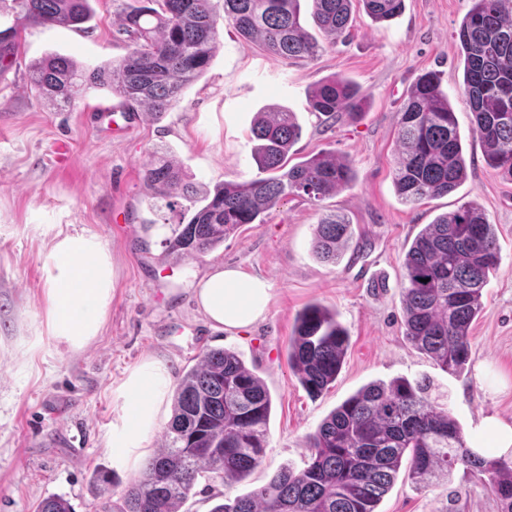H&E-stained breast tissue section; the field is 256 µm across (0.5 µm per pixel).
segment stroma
I'll return each instance as SVG.
<instances>
[{
  "label": "stroma",
  "mask_w": 512,
  "mask_h": 512,
  "mask_svg": "<svg viewBox=\"0 0 512 512\" xmlns=\"http://www.w3.org/2000/svg\"><path fill=\"white\" fill-rule=\"evenodd\" d=\"M132 0H91L85 30L30 25L17 56L0 73V512H34L43 497L69 499L75 512H101L93 482L113 470V497L139 478L141 465L115 457L112 426L128 373L161 364L169 387L205 349L236 351L272 398L262 464L240 481H214L190 498L185 512H210V496L232 499L264 485L282 466L303 467L306 437L358 389L373 381L430 376L469 446L492 447L486 417L512 422V181L490 170L459 98L463 54L456 37L471 0H404L395 19L377 23L352 8L349 36L324 39L314 60L288 62L259 42L223 27L206 72L163 114L144 112L115 139L97 123L101 108L125 109L109 90H91L58 109L31 90L27 68L57 54L93 68L125 56L119 16ZM439 72L452 103L468 165L456 191L402 203L392 167L398 114L409 88ZM345 77L367 95L362 115L329 120L309 110L317 81ZM283 106L302 126L293 161L327 151L356 172L350 188L315 207L291 197L263 223L245 224L202 255H167L163 241L190 214L182 187L199 192L257 173L251 127L258 112ZM169 160L182 186L167 204L149 208L144 170L151 155ZM476 201L494 224L500 264L483 290L471 328V356L460 375L443 372L405 338L402 326L404 252L422 225ZM344 215L354 236L338 263L312 250L321 210ZM89 233L112 255V303L98 336L74 351L50 332L45 269L58 235ZM271 283L265 318L241 331L216 327L199 309L196 291L216 265ZM320 304L336 314L349 348L335 382L310 396L288 367L297 315ZM378 512H499L486 477L454 470L424 488L399 472Z\"/></svg>",
  "instance_id": "35a3bbf8"
}]
</instances>
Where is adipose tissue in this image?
<instances>
[{
    "instance_id": "obj_1",
    "label": "adipose tissue",
    "mask_w": 512,
    "mask_h": 512,
    "mask_svg": "<svg viewBox=\"0 0 512 512\" xmlns=\"http://www.w3.org/2000/svg\"><path fill=\"white\" fill-rule=\"evenodd\" d=\"M112 256L95 235L66 234L53 245L46 266L47 302L53 336L80 350L98 336L112 301ZM271 287L263 279L232 268H214L201 281L197 302L214 325L228 331L263 319ZM167 376L158 362L135 368L126 378L119 425L112 430L113 455L137 461L141 440L156 427Z\"/></svg>"
}]
</instances>
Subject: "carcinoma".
<instances>
[{
    "mask_svg": "<svg viewBox=\"0 0 512 512\" xmlns=\"http://www.w3.org/2000/svg\"><path fill=\"white\" fill-rule=\"evenodd\" d=\"M15 25L0 30V64L16 49L18 28L52 24L83 29L89 0H14ZM136 0L122 14L127 54L116 62L82 68L51 55L28 67L30 88L57 106H69L91 87H109L130 109L166 112L184 87L209 67L228 23L287 61L314 60L324 46L301 20V0ZM310 17L325 35L349 29L353 0H306ZM375 21H390L404 0H360ZM464 55L461 96L473 115V131L487 166L512 180V0H472L457 32ZM365 94L344 77L315 84L313 111L354 118ZM302 127L295 113L273 108L258 113L252 133L259 175L225 182L203 196V205L164 240L169 254H205L243 224L290 197L319 202L352 186L356 172L346 161L319 152L290 164L289 151ZM393 182L406 204L445 196L467 179L453 107L440 74L428 71L413 85L398 117ZM145 181L158 199L179 185V170L162 161L145 167ZM350 237V223L323 213L313 251L336 261ZM500 262L494 225L474 201L424 225L405 252L403 324L407 341L442 371L461 372L470 359V330L483 310V290ZM349 336L336 314L313 304L296 318L288 366L311 395L336 381ZM423 376L398 377L363 386L337 406L308 436L306 467H281L255 491L216 504L210 512H376L397 479L402 462L417 488L440 474L486 475L500 512H512V454L475 453L447 409L432 396ZM271 396L239 356L205 349L178 381L164 448L147 459L140 478L105 512H181L198 478L242 480L258 467L268 447ZM36 512H73L68 499L44 497Z\"/></svg>",
    "mask_w": 512,
    "mask_h": 512,
    "instance_id": "cac0c4a2",
    "label": "carcinoma"
}]
</instances>
